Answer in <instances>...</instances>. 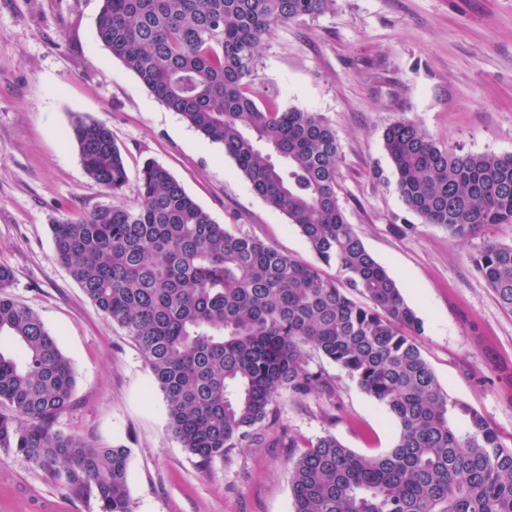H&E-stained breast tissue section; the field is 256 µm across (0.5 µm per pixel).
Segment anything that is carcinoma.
I'll list each match as a JSON object with an SVG mask.
<instances>
[{
  "mask_svg": "<svg viewBox=\"0 0 512 512\" xmlns=\"http://www.w3.org/2000/svg\"><path fill=\"white\" fill-rule=\"evenodd\" d=\"M335 0H103L100 43L169 110L211 141L252 191L297 227L324 275L216 223L160 164L140 169L136 201L121 148L102 121L76 118L86 173L114 202L52 224L54 255L139 348L169 427L204 467L281 432V391L333 396L309 368L313 351L340 366L398 425L395 446L363 456L319 437L292 470L294 512H512V448L478 410L452 400L421 354L422 322L366 250L338 197V142L318 114L259 102L252 76L280 26ZM398 192L427 224L464 243L512 224V155L453 153L409 121L384 132ZM474 267L512 311V244L486 240ZM0 266V448L12 449L101 512H134L129 450L54 429L75 375L55 336L8 292Z\"/></svg>",
  "mask_w": 512,
  "mask_h": 512,
  "instance_id": "1",
  "label": "carcinoma"
}]
</instances>
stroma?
I'll use <instances>...</instances> for the list:
<instances>
[{"mask_svg": "<svg viewBox=\"0 0 512 512\" xmlns=\"http://www.w3.org/2000/svg\"><path fill=\"white\" fill-rule=\"evenodd\" d=\"M101 0H0V266L11 298L35 311L74 367L73 404L57 420L129 454L135 512H293L291 470L302 448L335 435L363 455L394 447L388 411L335 363L313 356L333 400L282 394L281 425L201 467L173 436L162 394L139 350L54 259L53 221L110 203L70 136L75 117L106 122L126 160L125 202L145 160L235 234L312 264L286 216L256 196L222 145L163 106L97 38ZM253 83L280 108L317 113L339 143L338 197L368 252L394 277L423 323L421 352L451 398L482 412L512 448V312L479 277L483 238L512 244V224L466 244L403 202L383 145L408 120L439 146L512 155V0H336L332 12L279 28ZM0 512H99L23 457L0 449Z\"/></svg>", "mask_w": 512, "mask_h": 512, "instance_id": "stroma-1", "label": "stroma"}]
</instances>
